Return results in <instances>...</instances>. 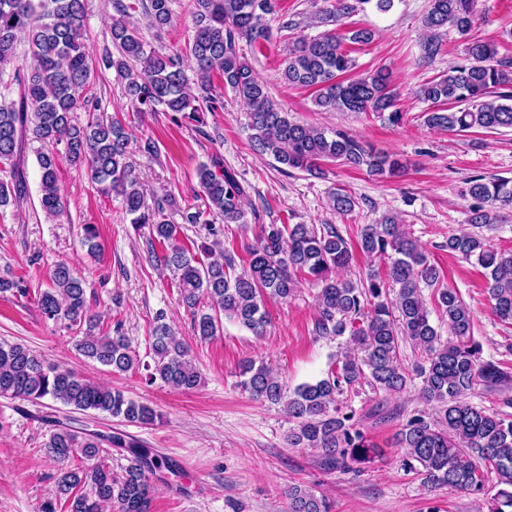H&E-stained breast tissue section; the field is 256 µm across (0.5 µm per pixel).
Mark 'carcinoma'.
I'll use <instances>...</instances> for the list:
<instances>
[{
    "label": "carcinoma",
    "mask_w": 512,
    "mask_h": 512,
    "mask_svg": "<svg viewBox=\"0 0 512 512\" xmlns=\"http://www.w3.org/2000/svg\"><path fill=\"white\" fill-rule=\"evenodd\" d=\"M173 0H114L118 17L110 33L117 55L95 61L86 36V0H0V71L11 66L17 47L26 43L36 64L14 71L21 87L17 102L0 101V211L17 207L27 197V182L20 166L24 142H37L40 171V206L47 218L66 210L58 179L60 166L83 168L99 192L121 198L132 224H149L150 246L158 245L156 260L172 274L183 306L191 313L193 331L209 340L222 328L221 318L262 338L270 324L267 301L286 299L308 281L319 287L317 336H349L364 356H345L336 370L314 383L298 386L286 403L296 427L288 433L293 447L318 448L328 470H350L376 453L362 432L353 428L354 414L339 407L336 396L368 385L373 391L400 393L408 375L398 360L399 343L409 340L426 353L418 367L422 397L435 405L437 421L415 415L396 434L405 451L404 462L422 476L430 488L451 487L472 493L484 490L486 478L495 476L496 492L487 500L488 512H512V419L488 414L466 401L482 382L506 387L512 372L484 361L471 341V308L451 288L440 287L441 272L391 215L364 226L360 249L368 259L387 260L385 270L371 269L358 282L336 276V270L354 261L348 240L332 224H259L255 243L245 248L246 258L224 250L221 260L204 262L222 244L225 226L245 224L246 189L236 175L215 158L197 169L198 203L178 207L168 196L145 205L141 183L126 161L129 137L118 114L98 115L101 100L87 91L94 66L115 69L124 96L137 113L165 112L170 121H185L199 128L206 114L224 110V97L213 93V76L219 75L234 96L248 106L252 117L254 150L270 155L290 169L319 173V163L339 162L366 169L381 179L397 178L405 171L390 154L374 153L362 140L340 131L298 124L282 111L253 67L239 54V42L257 47L271 44L275 34L268 16L277 0H188L191 34L182 51L167 54L152 48L139 29L127 20L142 10L155 36L172 24ZM477 0H429L422 23L427 31L423 60H433L442 50V31L453 27L467 38L464 59L416 91L431 103L424 122L448 132L474 127L512 128V57L498 56L495 43L470 39L476 21ZM357 10L350 0H335L314 15V23L336 25ZM373 31L359 28L347 33L332 29L310 39H295L288 46L283 76L296 87L315 88V105L323 112H376L387 114L392 126L404 115L396 108L390 74L377 70L348 80L337 77L352 70L355 60L346 43L367 44ZM195 66L197 91L188 86L186 63ZM85 113L80 119L78 113ZM465 194L477 202L469 224L487 225L497 210L512 207V180L477 176L467 181ZM332 209L347 215L357 206L345 190L330 196ZM178 214L184 224H198L199 241L186 246L178 239ZM448 251L475 260L488 271L487 292L493 313L512 323V253H502L476 234L462 230L448 237ZM50 288L40 292L37 307L54 323L86 326V336L76 343L85 358L126 373L140 359L120 328L103 336L94 334L99 316L89 313L86 281L65 262L50 272ZM437 288V302L448 317L454 339L441 340L432 325L420 284ZM27 294L21 280L9 269L0 271V293ZM207 301L211 312L199 310ZM152 333V364L148 380H159L181 391L197 388L202 375L189 347L178 340L162 318ZM238 386L251 398L278 404L283 385L266 364L249 359L239 366ZM0 396L30 402L59 401L80 411H96L130 424L153 425L162 414L152 406L84 378L77 372L50 364L18 343H0ZM125 448L130 463L124 474L112 475L102 459L104 445ZM57 463V497H65L67 512H101L113 505L117 512H150L151 476L175 466L130 436L61 428L45 443ZM92 466L73 469L75 457ZM288 512H331L330 503L306 486L288 489Z\"/></svg>",
    "instance_id": "1"
}]
</instances>
